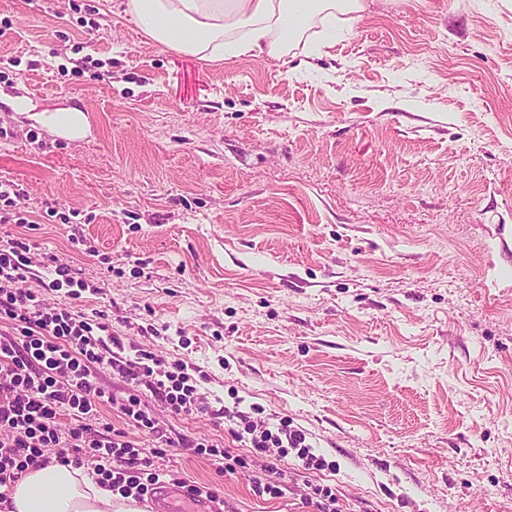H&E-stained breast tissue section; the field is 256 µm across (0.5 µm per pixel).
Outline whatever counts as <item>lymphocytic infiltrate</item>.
I'll return each mask as SVG.
<instances>
[{
  "mask_svg": "<svg viewBox=\"0 0 512 512\" xmlns=\"http://www.w3.org/2000/svg\"><path fill=\"white\" fill-rule=\"evenodd\" d=\"M31 246L19 239L0 244V503L28 470L54 462L91 465L101 485L125 498L143 499L166 474L153 466L154 458L171 446L170 437L155 427L138 395L117 398L106 394L97 380L98 368L111 369L126 385L146 387L172 412L202 413L229 422L233 440L249 444L264 457L266 479L255 480L253 492L277 495L273 480L278 461L296 454L304 469H320L323 462L311 451L302 430L288 422L271 427L254 423L242 411L214 408L190 382L183 364L166 366L155 360L147 366L123 357L120 341L107 335L104 323L68 309L45 307L28 280L66 290L79 299L77 281L69 265L52 255L33 262ZM109 405L129 426L149 428L156 442L151 456H141L123 431L98 423L99 408ZM70 416L62 427V416Z\"/></svg>",
  "mask_w": 512,
  "mask_h": 512,
  "instance_id": "1",
  "label": "lymphocytic infiltrate"
}]
</instances>
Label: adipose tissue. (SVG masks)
<instances>
[{
  "label": "adipose tissue",
  "mask_w": 512,
  "mask_h": 512,
  "mask_svg": "<svg viewBox=\"0 0 512 512\" xmlns=\"http://www.w3.org/2000/svg\"><path fill=\"white\" fill-rule=\"evenodd\" d=\"M365 8V0H126L127 12L146 37L207 61L281 58L314 16L332 22ZM7 103L63 137L79 139L89 131L86 114L77 108L36 113L25 99L11 97ZM10 499L9 512H140L102 488L84 468L63 463L28 471Z\"/></svg>",
  "instance_id": "obj_1"
}]
</instances>
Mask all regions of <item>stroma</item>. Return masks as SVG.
I'll return each instance as SVG.
<instances>
[{
	"label": "stroma",
	"instance_id": "obj_1",
	"mask_svg": "<svg viewBox=\"0 0 512 512\" xmlns=\"http://www.w3.org/2000/svg\"><path fill=\"white\" fill-rule=\"evenodd\" d=\"M0 90L75 106L67 140L0 102V181L124 356L181 360L210 402L287 419L279 464L143 403L160 468L224 512H512V0H371L279 60L207 62L125 0H0ZM54 215H47V208Z\"/></svg>",
	"mask_w": 512,
	"mask_h": 512
}]
</instances>
